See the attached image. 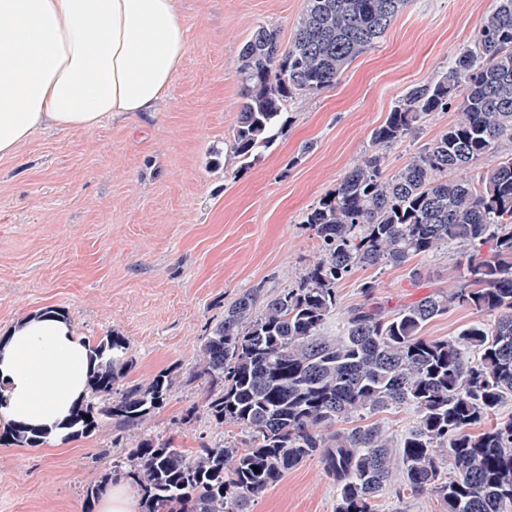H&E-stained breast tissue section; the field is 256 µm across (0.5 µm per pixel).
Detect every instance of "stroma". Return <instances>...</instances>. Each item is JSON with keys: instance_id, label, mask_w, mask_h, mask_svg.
<instances>
[{"instance_id": "1", "label": "stroma", "mask_w": 512, "mask_h": 512, "mask_svg": "<svg viewBox=\"0 0 512 512\" xmlns=\"http://www.w3.org/2000/svg\"><path fill=\"white\" fill-rule=\"evenodd\" d=\"M495 0H408L383 39L340 81L287 104L290 121L261 160L232 152L242 100L240 53L259 26L290 41L303 0H177L188 51L157 111L106 117L90 131L48 128L0 158V336L19 319L59 310L94 341L128 340V380L174 374L164 407L139 429L111 420L56 445L0 446V512H87L86 490L113 457L141 440L244 442L203 405L192 382L200 343L250 288L293 287L318 256L302 218L370 148V135L412 86L436 78L468 44ZM458 117H426L417 140L388 150L404 167ZM457 252L383 269L359 268L339 286L338 315L362 304L361 283L391 311L453 288ZM199 405L193 425L179 418ZM336 492L318 460L288 472L251 512H334Z\"/></svg>"}]
</instances>
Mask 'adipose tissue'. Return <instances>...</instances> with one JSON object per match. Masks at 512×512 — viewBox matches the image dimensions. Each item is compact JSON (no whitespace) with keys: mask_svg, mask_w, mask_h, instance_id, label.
<instances>
[{"mask_svg":"<svg viewBox=\"0 0 512 512\" xmlns=\"http://www.w3.org/2000/svg\"><path fill=\"white\" fill-rule=\"evenodd\" d=\"M187 48L177 0H0V157L47 125L89 131L153 111ZM97 363L65 317L20 319L0 337V424L57 443Z\"/></svg>","mask_w":512,"mask_h":512,"instance_id":"obj_1","label":"adipose tissue"}]
</instances>
